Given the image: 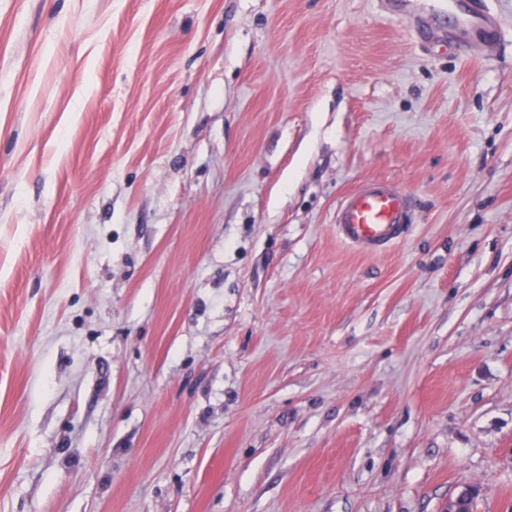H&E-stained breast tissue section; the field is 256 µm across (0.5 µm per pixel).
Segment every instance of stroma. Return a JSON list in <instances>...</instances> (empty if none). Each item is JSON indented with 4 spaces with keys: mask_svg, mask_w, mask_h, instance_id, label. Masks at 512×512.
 <instances>
[{
    "mask_svg": "<svg viewBox=\"0 0 512 512\" xmlns=\"http://www.w3.org/2000/svg\"><path fill=\"white\" fill-rule=\"evenodd\" d=\"M0 0V512H512V0ZM414 198L365 255L336 206ZM469 1L456 17L458 23L478 32L487 45L492 44L500 29L497 17L485 8L483 0ZM415 209L407 192L383 179H366L336 208V236L365 254L387 250L403 240Z\"/></svg>",
    "mask_w": 512,
    "mask_h": 512,
    "instance_id": "35a3bbf8",
    "label": "stroma"
}]
</instances>
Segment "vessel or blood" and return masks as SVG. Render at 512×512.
<instances>
[{
    "mask_svg": "<svg viewBox=\"0 0 512 512\" xmlns=\"http://www.w3.org/2000/svg\"><path fill=\"white\" fill-rule=\"evenodd\" d=\"M457 21L478 32L485 43L497 38L499 21L483 0H468ZM414 219V205L407 192L387 180L367 179L338 205L336 235L358 252L376 254L402 241Z\"/></svg>",
    "mask_w": 512,
    "mask_h": 512,
    "instance_id": "b4317fda",
    "label": "vessel or blood"
}]
</instances>
